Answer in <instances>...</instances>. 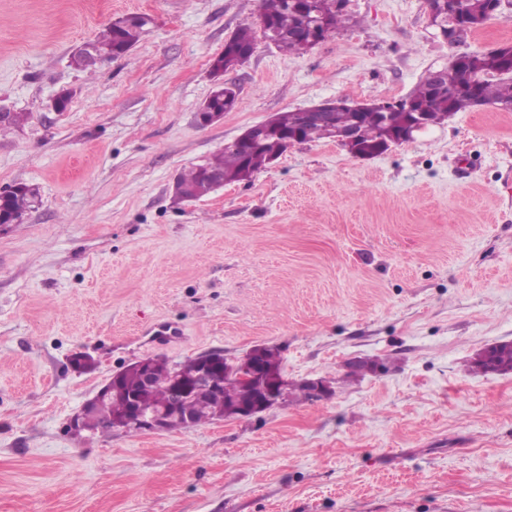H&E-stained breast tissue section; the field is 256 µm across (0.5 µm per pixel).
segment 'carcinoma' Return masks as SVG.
I'll list each match as a JSON object with an SVG mask.
<instances>
[{"label": "carcinoma", "instance_id": "carcinoma-1", "mask_svg": "<svg viewBox=\"0 0 512 512\" xmlns=\"http://www.w3.org/2000/svg\"><path fill=\"white\" fill-rule=\"evenodd\" d=\"M348 0H311L308 11L295 6L294 0H261L259 18L268 22L276 34L274 45L286 53H302L301 34L307 28V17L313 16L324 23L327 34L339 32L351 20L347 11ZM458 11L472 19L476 31L489 18L485 0H459ZM146 31V24L137 22V16H127L113 21L89 45L104 58L111 59L125 54L134 47ZM255 47L252 25L240 26L224 43V51L211 63V75L216 83L214 93L206 107L208 112L224 111V73L238 66L236 50ZM505 64L501 51H476L463 55L441 70L437 84L421 82L407 97L388 102L383 110L375 107L354 109L338 107L329 112L327 119L310 124L301 123L299 112H280L272 116L273 131L261 147L249 150L244 146L229 145L223 150L179 174L174 187V197L185 201L192 196L199 199L208 194L207 172L222 171L228 179L244 181L264 168L272 159L285 152L282 134L300 129L302 141L315 142L331 136L332 129L355 127L361 131L360 143L369 149L384 138L398 133L409 120L411 113L424 112L428 123L437 125L448 119V114L467 109L492 105L502 111L512 112V75L502 73ZM39 192L26 184L0 198V212L10 218L35 209ZM493 357L497 366H489L487 358L476 356L470 370L483 374L512 372V343L494 345ZM198 370L197 358H189L172 370L166 359L157 360L153 380L145 383L133 371H128L113 386L109 394L95 406L96 430L112 432L116 419L126 414L130 400L145 408L163 411L171 402V390L176 378L190 379ZM250 399V393L241 384L221 379L215 390L198 395L189 392L179 403V411L189 418L192 426L211 422L226 415L238 402Z\"/></svg>", "mask_w": 512, "mask_h": 512}]
</instances>
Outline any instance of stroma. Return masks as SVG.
Returning <instances> with one entry per match:
<instances>
[{
    "instance_id": "1",
    "label": "stroma",
    "mask_w": 512,
    "mask_h": 512,
    "mask_svg": "<svg viewBox=\"0 0 512 512\" xmlns=\"http://www.w3.org/2000/svg\"><path fill=\"white\" fill-rule=\"evenodd\" d=\"M309 52L264 38L196 112L259 0H0V189L41 206L0 227V512H512V112L456 113L357 159L325 138L176 203L173 181L271 115L409 95L454 53L512 44V6L448 46L428 0H350ZM142 40L70 64L113 20ZM71 99L59 111L53 101ZM279 350L331 394L157 434L68 433L112 375L161 355ZM96 361L80 371L71 357ZM353 362L370 364L348 376ZM248 47L251 48L245 52L246 57H250L253 54V47L255 48V31L251 24H244L240 26L224 43V51L218 55L211 63V75L216 83L213 94L210 96V102L204 112H197L198 122L201 125H209L216 117L210 115L213 112H226L224 111V99H229L235 93V87L232 83L224 82V73L234 70L239 66L236 60V50L239 48ZM224 85H230L233 87H225ZM224 90L220 92V90ZM493 357L500 368L489 367L487 358L481 354H477L476 357L470 362V370L483 374L492 372L505 374L512 372V343L504 342L495 344Z\"/></svg>"
}]
</instances>
